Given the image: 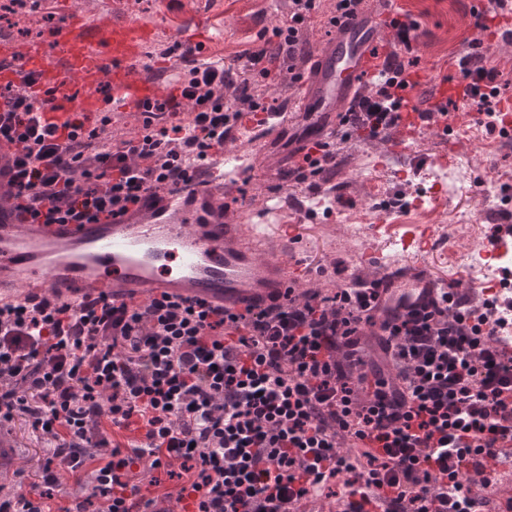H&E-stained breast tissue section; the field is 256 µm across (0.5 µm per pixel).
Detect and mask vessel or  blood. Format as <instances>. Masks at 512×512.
Returning a JSON list of instances; mask_svg holds the SVG:
<instances>
[{"label": "vessel or blood", "instance_id": "obj_1", "mask_svg": "<svg viewBox=\"0 0 512 512\" xmlns=\"http://www.w3.org/2000/svg\"><path fill=\"white\" fill-rule=\"evenodd\" d=\"M406 19V0H382L367 20L336 24L303 75L304 95L290 101L288 112L258 113L244 120V128L251 133L274 130L287 122L289 112H311L317 116L312 139H333L339 128L337 107H350L364 93L382 62V39L392 33L394 22ZM156 33L154 25L130 18L92 27L74 14L50 45L0 37V62L6 64L0 84H22L21 73L7 66L17 57L36 78L25 86L30 97H42L50 82L81 87L70 111L73 118L114 108L139 114L158 96L157 82L139 67L141 48ZM103 85L111 88V100L99 95ZM403 97L411 106L399 128L406 143L427 128L416 105L437 109L465 102L461 84L425 72ZM243 159L240 152L213 157L206 184L194 191L165 187L95 224H36L13 209H0V298L52 292L79 301L106 288L127 302L167 295L235 311L283 300L288 288L304 280L303 264L269 254L266 225L236 221L227 166ZM382 279L380 297H403L415 305L448 290L446 282L421 265L390 268Z\"/></svg>", "mask_w": 512, "mask_h": 512}]
</instances>
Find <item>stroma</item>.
Segmentation results:
<instances>
[{
  "label": "stroma",
  "mask_w": 512,
  "mask_h": 512,
  "mask_svg": "<svg viewBox=\"0 0 512 512\" xmlns=\"http://www.w3.org/2000/svg\"><path fill=\"white\" fill-rule=\"evenodd\" d=\"M410 20L417 25L410 48L400 49L406 59L435 76L452 77L455 60L470 47L488 43L489 35L462 26L469 0H407ZM288 10V0H32L24 12L0 19V35L17 42H50V28L61 24L69 12L89 22L112 18H136L155 24L156 39L146 43L141 64L164 70L162 89H169L177 71L167 66L164 51L173 46L186 20L203 22L208 55L233 58L244 49L263 43L266 29ZM473 103L460 107L461 127L452 137L439 129L421 134L405 150L395 141L353 139L339 144L336 167L320 193L307 185L280 180L288 167L296 135L311 123L305 113L292 116L287 127L256 137L252 165L239 173L238 187L249 221L267 224L275 253H285L277 227L294 224L299 239L296 255L312 273L313 281L343 283L351 275L371 278L382 274L380 263L361 267L367 252L395 256L397 264L424 261L430 273L456 283L467 268L453 253L468 245L489 249L491 227L512 220V139L488 131L470 119ZM448 154L450 167L461 172L464 182L453 190L437 183V156ZM385 220L391 231L368 235L359 246L348 242L350 225ZM414 225L437 228L432 250L424 257L405 251L403 235ZM16 464L0 472V487L11 490L19 477L35 480L46 457L45 445L36 439L24 420L14 423Z\"/></svg>",
  "instance_id": "stroma-1"
}]
</instances>
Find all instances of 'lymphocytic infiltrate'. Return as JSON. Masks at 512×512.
Listing matches in <instances>:
<instances>
[{
    "instance_id": "1",
    "label": "lymphocytic infiltrate",
    "mask_w": 512,
    "mask_h": 512,
    "mask_svg": "<svg viewBox=\"0 0 512 512\" xmlns=\"http://www.w3.org/2000/svg\"><path fill=\"white\" fill-rule=\"evenodd\" d=\"M317 3L289 0L276 46L244 51L242 70L170 47L177 90L155 99L129 139L109 135L106 117L89 127L60 119L54 89L36 101L4 87L0 150L13 163L0 189L37 223L90 224L149 192L203 184L204 161L239 122L284 111L266 84L283 66L300 82ZM416 65L389 54L342 114L346 136L391 137L404 108L395 91ZM458 68L495 129L500 72L477 52ZM299 151L286 173L295 182L336 166L333 142ZM379 285L292 288L243 312L106 292L1 299L0 425L23 417L49 448L38 481L0 494V512H158L165 501L178 512H299L356 494V512L376 501L384 512H474L494 496L512 506V488L489 478L496 449L512 445V342L499 335L496 298L479 313L448 293L420 312L378 304ZM371 336L383 364L367 359ZM67 483L77 491L55 510L53 492Z\"/></svg>"
}]
</instances>
